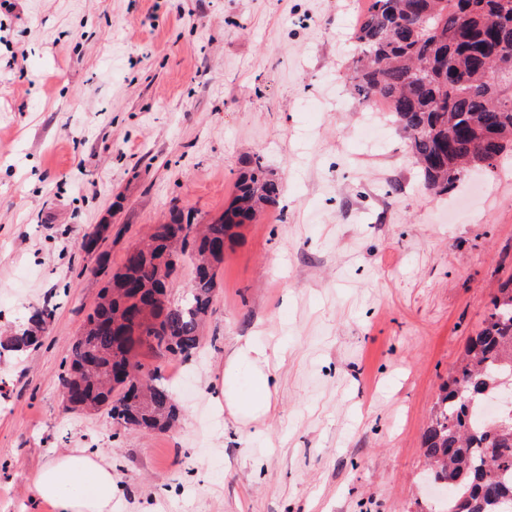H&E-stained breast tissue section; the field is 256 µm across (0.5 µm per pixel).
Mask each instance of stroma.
Listing matches in <instances>:
<instances>
[{
	"mask_svg": "<svg viewBox=\"0 0 512 512\" xmlns=\"http://www.w3.org/2000/svg\"><path fill=\"white\" fill-rule=\"evenodd\" d=\"M365 0H0V512L50 458L98 448L116 512H425L441 385L512 278V154L434 196L390 113L338 82ZM285 184L217 274L203 349L143 351L181 410L146 434L65 411L62 361L112 267L172 206L219 217L245 158ZM249 336L277 352L274 410L209 397ZM52 314V310L48 309V307L36 311L29 319V323L26 328L22 329L14 336H9L6 343H2L1 341V345H3L4 348H9L14 351L27 350L31 347L35 348L40 341V338L35 336V332H43L44 326L47 320L52 317Z\"/></svg>",
	"mask_w": 512,
	"mask_h": 512,
	"instance_id": "35a3bbf8",
	"label": "stroma"
}]
</instances>
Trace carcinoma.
<instances>
[{"instance_id":"obj_1","label":"carcinoma","mask_w":512,"mask_h":512,"mask_svg":"<svg viewBox=\"0 0 512 512\" xmlns=\"http://www.w3.org/2000/svg\"><path fill=\"white\" fill-rule=\"evenodd\" d=\"M357 57L344 77L365 108L380 102L406 134L419 179L428 192L446 195L464 170L490 169L512 151V0H368L352 33ZM283 182L260 157L243 162L224 213L193 224L177 206L134 246L111 274L87 314L84 340L72 345L61 376L69 411L94 408L112 423L145 432L165 431L179 412L168 384L153 370L140 387L138 351L148 346L187 359L202 346L199 331L212 310L216 269L236 235L276 204ZM109 225L86 234L81 248L96 253ZM190 259L195 275L184 294L171 299L178 270L168 252ZM52 310L43 308L28 326L7 338L14 351L36 347ZM512 389V279L491 297L481 330L448 375L423 435L429 482L450 488L439 512H512V407L496 418L475 420L489 396Z\"/></svg>"}]
</instances>
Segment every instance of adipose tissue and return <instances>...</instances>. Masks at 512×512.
Returning <instances> with one entry per match:
<instances>
[{
    "label": "adipose tissue",
    "mask_w": 512,
    "mask_h": 512,
    "mask_svg": "<svg viewBox=\"0 0 512 512\" xmlns=\"http://www.w3.org/2000/svg\"><path fill=\"white\" fill-rule=\"evenodd\" d=\"M270 359L266 344L248 338L225 361L215 400L232 417L269 411ZM31 487L35 500L51 503L55 512H112V464L96 448L53 457L35 472Z\"/></svg>",
    "instance_id": "adipose-tissue-1"
}]
</instances>
